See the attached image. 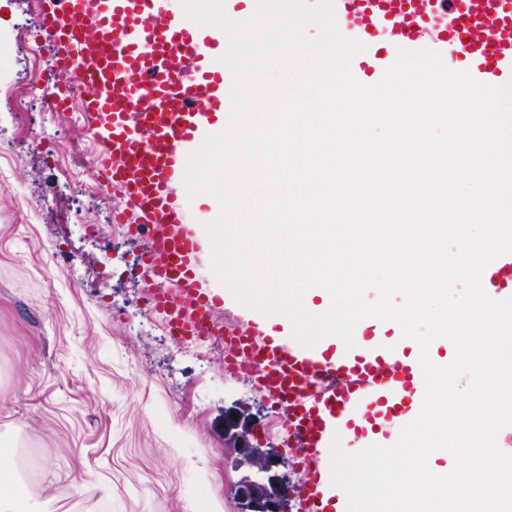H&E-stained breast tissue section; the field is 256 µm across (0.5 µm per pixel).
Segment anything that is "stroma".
<instances>
[{
    "label": "stroma",
    "mask_w": 512,
    "mask_h": 512,
    "mask_svg": "<svg viewBox=\"0 0 512 512\" xmlns=\"http://www.w3.org/2000/svg\"><path fill=\"white\" fill-rule=\"evenodd\" d=\"M46 0H0L11 55L0 88L56 81L41 51ZM0 106V454L36 450L35 483L14 479L34 512H212L239 499L244 478L296 471L275 443L277 422L253 381L229 376L213 343L171 338L151 304L173 282L140 265L143 236L113 221L120 186L88 174L98 122L74 98L47 111ZM252 430L268 472L225 457V430Z\"/></svg>",
    "instance_id": "obj_1"
}]
</instances>
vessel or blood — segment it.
I'll return each instance as SVG.
<instances>
[{
    "label": "vessel or blood",
    "instance_id": "obj_1",
    "mask_svg": "<svg viewBox=\"0 0 512 512\" xmlns=\"http://www.w3.org/2000/svg\"><path fill=\"white\" fill-rule=\"evenodd\" d=\"M353 28L372 33L389 27L394 38L417 42L421 21L436 18L441 42L457 46L477 83L512 78V0H336ZM43 35L49 45L68 44L57 57L88 87L85 104L102 128L97 172L124 189L118 222L150 229L145 255L178 294H154L155 309L175 316L178 297L194 305L195 318L177 319L179 335L205 333L222 295L200 287L203 252L190 229L182 197V174L203 121L231 111L223 71L212 53L226 54L230 41L184 25L173 0H48ZM237 371L259 390L287 397L299 425L293 436L299 462L310 477L297 491L303 512H348L326 477L339 430L363 438L373 425L387 426L408 411L395 402L402 392L423 406L420 361L404 363L386 336L361 344L306 347L291 336H273L249 320L234 329Z\"/></svg>",
    "mask_w": 512,
    "mask_h": 512
}]
</instances>
